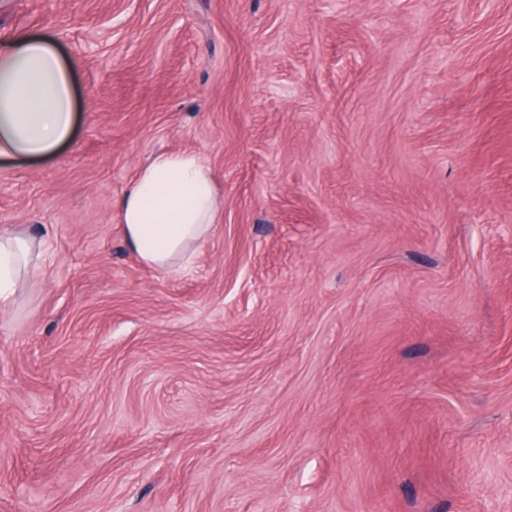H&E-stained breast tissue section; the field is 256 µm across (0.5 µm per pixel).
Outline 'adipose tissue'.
<instances>
[{
    "mask_svg": "<svg viewBox=\"0 0 512 512\" xmlns=\"http://www.w3.org/2000/svg\"><path fill=\"white\" fill-rule=\"evenodd\" d=\"M71 73L47 36L22 33L0 44V158L44 157L70 138ZM115 208L128 248L162 271L188 266L222 213L210 168L198 155L178 152L154 155ZM38 259L34 238L0 230V302Z\"/></svg>",
    "mask_w": 512,
    "mask_h": 512,
    "instance_id": "obj_1",
    "label": "adipose tissue"
}]
</instances>
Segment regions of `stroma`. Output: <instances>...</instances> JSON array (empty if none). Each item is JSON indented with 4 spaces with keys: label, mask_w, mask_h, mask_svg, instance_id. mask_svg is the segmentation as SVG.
<instances>
[{
    "label": "stroma",
    "mask_w": 512,
    "mask_h": 512,
    "mask_svg": "<svg viewBox=\"0 0 512 512\" xmlns=\"http://www.w3.org/2000/svg\"><path fill=\"white\" fill-rule=\"evenodd\" d=\"M72 65L0 159V512H512V0H0ZM191 152L171 274L115 202ZM115 208L128 248L162 271L187 267L222 213L211 169L198 155L178 152L154 155ZM39 255L34 238L0 228V302L8 300L21 278L37 267Z\"/></svg>",
    "instance_id": "35a3bbf8"
}]
</instances>
